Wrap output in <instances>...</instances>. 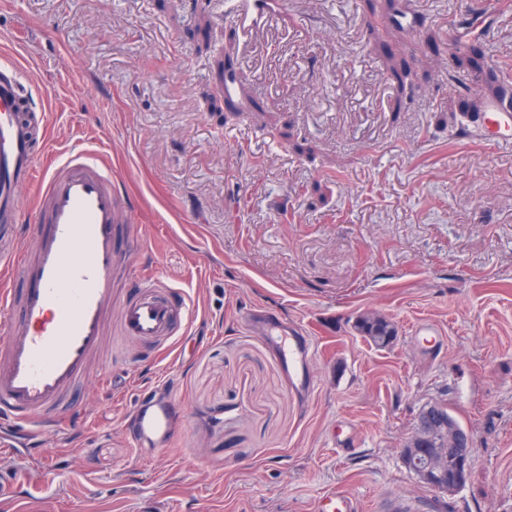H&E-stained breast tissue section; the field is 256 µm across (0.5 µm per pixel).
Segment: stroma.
<instances>
[{
	"mask_svg": "<svg viewBox=\"0 0 512 512\" xmlns=\"http://www.w3.org/2000/svg\"><path fill=\"white\" fill-rule=\"evenodd\" d=\"M412 32L362 44L365 0H288L242 33V0H0V57L48 114L40 167L73 149L112 169L138 238L114 273L183 289L189 327L160 353L110 326L106 371L75 393L72 430L39 438L46 491L0 512H512V146L463 126L453 56L470 0H404ZM487 60L512 70V0H482ZM419 63L402 96L388 63ZM243 92L223 93L224 72ZM262 310L314 346L310 399L292 391ZM397 329L379 349L355 329ZM435 324L417 343L415 323ZM185 410L162 450L131 448L138 391ZM442 403L476 454L448 495L401 449ZM355 329L364 339L379 349L389 347L397 336L395 326L386 318L374 313L360 315ZM354 500L342 492H328L318 500L319 512H355Z\"/></svg>",
	"mask_w": 512,
	"mask_h": 512,
	"instance_id": "stroma-1",
	"label": "stroma"
}]
</instances>
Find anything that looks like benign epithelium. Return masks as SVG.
Masks as SVG:
<instances>
[{"label":"benign epithelium","mask_w":512,"mask_h":512,"mask_svg":"<svg viewBox=\"0 0 512 512\" xmlns=\"http://www.w3.org/2000/svg\"><path fill=\"white\" fill-rule=\"evenodd\" d=\"M442 433L439 447L428 448L426 436ZM476 453L471 435L448 417L446 407L434 402L418 415L402 448L404 461L415 475L435 490L453 495L465 485Z\"/></svg>","instance_id":"obj_1"}]
</instances>
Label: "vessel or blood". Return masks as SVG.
I'll use <instances>...</instances> for the list:
<instances>
[{
	"label": "vessel or blood",
	"mask_w": 512,
	"mask_h": 512,
	"mask_svg": "<svg viewBox=\"0 0 512 512\" xmlns=\"http://www.w3.org/2000/svg\"><path fill=\"white\" fill-rule=\"evenodd\" d=\"M495 79L472 89L483 124L475 135L483 144H512V114L502 105ZM47 135L43 110L31 105L18 66L0 61V224L31 218L35 251L24 244L0 259V420L11 430L0 443L11 446L13 432L33 435L46 428L65 430L63 407L97 354L114 291L121 252L118 227L125 208L112 170L83 150L46 170L38 168L37 147ZM33 190L31 210L22 193ZM133 294L120 307L124 335L146 342L172 343L188 318L185 303L159 278L132 282ZM265 334L301 394L312 389L308 364L312 345L281 320L267 319ZM131 445L165 448L180 426L181 408L171 396L155 393L139 400L131 415ZM341 492L323 494L318 512H354Z\"/></svg>",
	"instance_id": "1"
}]
</instances>
